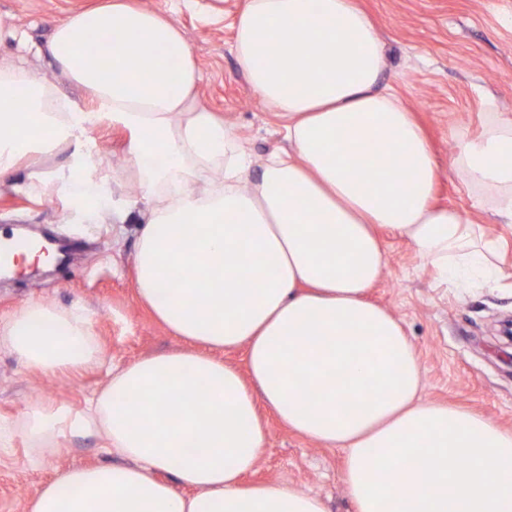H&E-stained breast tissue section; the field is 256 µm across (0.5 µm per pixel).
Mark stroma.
Wrapping results in <instances>:
<instances>
[{
    "instance_id": "1",
    "label": "stroma",
    "mask_w": 512,
    "mask_h": 512,
    "mask_svg": "<svg viewBox=\"0 0 512 512\" xmlns=\"http://www.w3.org/2000/svg\"><path fill=\"white\" fill-rule=\"evenodd\" d=\"M106 0H0V29L46 44L59 17ZM180 26L205 79L198 102L231 126L255 162L285 149L277 120L241 72L232 50V24L246 0H137ZM385 47L383 84L416 113L432 142L439 176L436 204L456 208L502 242L512 264V223L495 211V192L469 184L450 166L460 137L481 135L489 112L512 119V0H359ZM94 179L113 201L133 194V177L113 179L109 157H125L127 131L108 121L90 132ZM18 166L0 183V229L34 224L71 243L67 264L32 275L30 268L0 281V321L27 302L81 309L104 355L101 366L45 378L0 348V424L13 427L0 451V512H27L29 499L68 468L111 462L97 433L69 434L53 456L35 458L20 428L33 406L85 411L106 383L107 368L183 348L139 298L134 272L136 224H90L76 217L69 196L27 188ZM386 266L369 300L400 319L424 373L423 398L463 407L512 429V297L486 287L454 290L421 267L413 246L386 236ZM267 438L248 483L290 485L321 498L327 512H353L342 474L344 452L288 430L265 413Z\"/></svg>"
}]
</instances>
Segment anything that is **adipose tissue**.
I'll list each match as a JSON object with an SVG mask.
<instances>
[{"label": "adipose tissue", "mask_w": 512, "mask_h": 512, "mask_svg": "<svg viewBox=\"0 0 512 512\" xmlns=\"http://www.w3.org/2000/svg\"><path fill=\"white\" fill-rule=\"evenodd\" d=\"M233 49L289 144L259 166L198 105L191 49L153 10L112 0L55 27L46 51L89 109L0 54V177L27 158L32 131L72 146L57 183L85 220L146 214L138 294L187 344L113 372L92 414L35 406L24 415L39 455L55 452L64 433L96 429L120 458L66 471L36 491L29 512H326L289 486L241 484L265 446L263 406L344 450L354 512H512V483L495 479L512 472V431L423 402L401 323L366 298L386 264L384 229L447 287L512 279L498 242L433 203L438 165L411 110L381 83L373 21L358 0H246ZM106 119L130 133L138 194L122 208L91 176L89 133ZM372 155L388 156L389 177L374 172ZM453 164L470 184L495 189L512 219V120L492 118L479 138L460 141ZM1 345L44 377L102 357L85 314L45 302L0 322ZM239 346L244 375L215 357ZM187 396L193 403L180 412L155 409Z\"/></svg>", "instance_id": "ef3b65f1"}]
</instances>
